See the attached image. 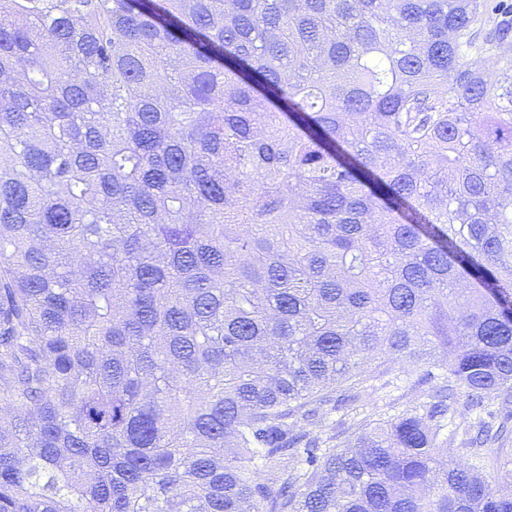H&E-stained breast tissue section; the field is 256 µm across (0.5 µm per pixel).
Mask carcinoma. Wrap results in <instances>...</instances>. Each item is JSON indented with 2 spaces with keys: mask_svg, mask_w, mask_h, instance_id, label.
<instances>
[{
  "mask_svg": "<svg viewBox=\"0 0 512 512\" xmlns=\"http://www.w3.org/2000/svg\"><path fill=\"white\" fill-rule=\"evenodd\" d=\"M489 9L0 0V512H512ZM394 362L432 400L307 429ZM463 401H464L463 398H460L459 401L450 403V410L448 412V417L449 416L452 417L453 423L448 424V439H447L446 431L441 436V438L444 440L442 448H448V457H451V458L457 459V460L461 459L462 461L468 462L469 464L475 463V462L478 463L479 462L478 460L475 461L474 458L462 456L457 451L456 448H458V443L461 438L460 437L461 434L459 437L451 436L452 430L455 429V425H458L459 423H460V425H462L464 421L470 419V414L468 411H466ZM445 439H447V440L445 441Z\"/></svg>",
  "mask_w": 512,
  "mask_h": 512,
  "instance_id": "obj_1",
  "label": "carcinoma"
}]
</instances>
